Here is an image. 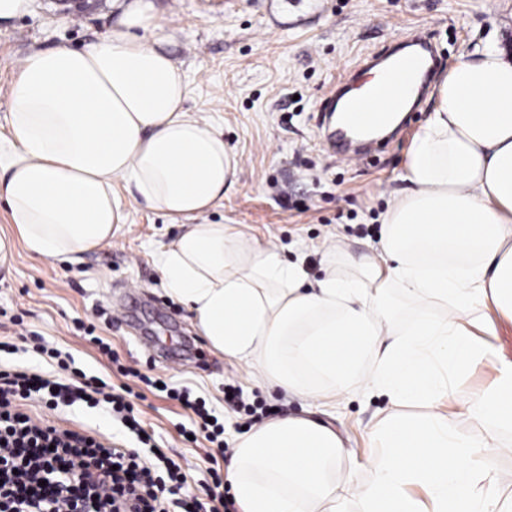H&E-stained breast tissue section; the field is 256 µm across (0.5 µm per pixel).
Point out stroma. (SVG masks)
I'll return each instance as SVG.
<instances>
[{
    "label": "stroma",
    "instance_id": "obj_1",
    "mask_svg": "<svg viewBox=\"0 0 512 512\" xmlns=\"http://www.w3.org/2000/svg\"><path fill=\"white\" fill-rule=\"evenodd\" d=\"M129 0H32L30 12L0 23V132L6 130L20 59L33 49L79 47L118 27ZM165 28V52L187 82L186 110L213 123L239 161L219 205L201 217L231 224L247 237L276 244L285 259L303 258L309 279L321 278L314 250L339 234L360 258L382 229L393 191L403 189L407 155L437 102L440 85L459 56L486 41H512V0H144ZM435 50L429 91L407 115L402 136L383 138L364 160L334 154L326 137L336 121L323 108L337 75H368L366 58L393 51L415 30ZM129 218L111 243L82 262L37 259L16 249L0 267V371L28 367L47 375L56 363L33 350L35 339L71 354L77 370L127 386V399L149 438L141 443L121 418L82 403L30 414L102 436L140 456L161 450L185 475L181 493L204 497L213 474H225L228 455L205 438L187 440L197 417L146 378L203 400L225 435L251 426L253 410L300 413L301 403L249 382L238 361L212 349L191 313L168 295L155 256L183 227L122 193ZM109 343L103 355L100 343ZM136 369L125 376L121 367ZM389 408L387 398L357 396L328 410L325 422L347 447L363 453L367 431Z\"/></svg>",
    "mask_w": 512,
    "mask_h": 512
}]
</instances>
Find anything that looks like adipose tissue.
<instances>
[{
    "label": "adipose tissue",
    "instance_id": "adipose-tissue-1",
    "mask_svg": "<svg viewBox=\"0 0 512 512\" xmlns=\"http://www.w3.org/2000/svg\"><path fill=\"white\" fill-rule=\"evenodd\" d=\"M151 9L132 0L118 28L80 48L33 50L0 135V200L16 244L79 263L127 220L115 183L184 232L157 256L167 291L209 345L304 412L231 438L227 470L242 512H512L498 454L512 432V361L495 360L512 322V63L494 43L459 57L416 133L372 251L323 246L321 279L302 261L198 218L224 198L237 160L221 132L184 111L187 87L160 48ZM492 385L460 402L484 429L465 435L442 408L477 365ZM392 409L357 457L317 420L355 393ZM367 479H360V472ZM423 485L426 500L409 492Z\"/></svg>",
    "mask_w": 512,
    "mask_h": 512
}]
</instances>
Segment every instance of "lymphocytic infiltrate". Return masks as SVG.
<instances>
[{"mask_svg":"<svg viewBox=\"0 0 512 512\" xmlns=\"http://www.w3.org/2000/svg\"><path fill=\"white\" fill-rule=\"evenodd\" d=\"M25 400L51 410L82 402L135 419L124 394L101 378L0 371V512H221V478L208 502L177 499L180 468L163 453L144 459L34 419L20 408Z\"/></svg>","mask_w":512,"mask_h":512,"instance_id":"1","label":"lymphocytic infiltrate"}]
</instances>
